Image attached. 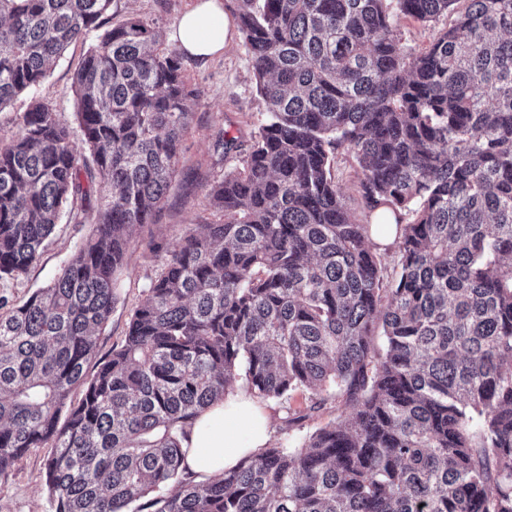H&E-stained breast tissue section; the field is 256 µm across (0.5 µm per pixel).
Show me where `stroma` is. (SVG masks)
I'll use <instances>...</instances> for the list:
<instances>
[{"mask_svg":"<svg viewBox=\"0 0 512 512\" xmlns=\"http://www.w3.org/2000/svg\"><path fill=\"white\" fill-rule=\"evenodd\" d=\"M196 0H114L115 20L137 15L158 19L163 32H171L181 15ZM96 36L71 45L48 71L46 78L34 89L15 97L0 109V146L8 145L18 130L19 118L37 101L56 106L64 123L75 125V94L73 77ZM184 74L191 87L201 96L189 104L192 121L184 135L177 174L151 233L137 236L132 243L118 282L117 300L104 332L98 338L100 354H108L122 343L128 320L160 271L162 256L152 250L151 240L172 241L211 221L213 211L206 197L208 184L223 178L226 172L239 167V152H225V139L237 138L249 145L257 135L265 104L256 88L249 54L241 37H233L224 53L206 62L190 57L182 59ZM91 231L90 224H76L61 216L53 233L45 242L40 261L31 267L27 277L19 281L0 280V299L7 306L23 304L35 291L46 287L60 272L72 254L83 244ZM301 394H294L290 403L263 401L262 406L272 423V442L278 446H301L315 430L340 422L344 408L327 403L318 412L296 426L286 422L287 407H301ZM50 447L33 448L19 458L7 472L0 474V512H51L45 486V464Z\"/></svg>","mask_w":512,"mask_h":512,"instance_id":"35a3bbf8","label":"stroma"}]
</instances>
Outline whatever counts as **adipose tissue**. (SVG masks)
<instances>
[{
  "mask_svg": "<svg viewBox=\"0 0 512 512\" xmlns=\"http://www.w3.org/2000/svg\"><path fill=\"white\" fill-rule=\"evenodd\" d=\"M233 23L223 0H197L169 38L193 57L209 59L224 52ZM268 414L247 393L236 391L213 403L187 428L185 464L196 480L220 476L257 449L270 445Z\"/></svg>",
  "mask_w": 512,
  "mask_h": 512,
  "instance_id": "obj_1",
  "label": "adipose tissue"
}]
</instances>
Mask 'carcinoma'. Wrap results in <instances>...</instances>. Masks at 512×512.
Listing matches in <instances>:
<instances>
[{
	"label": "carcinoma",
	"mask_w": 512,
	"mask_h": 512,
	"mask_svg": "<svg viewBox=\"0 0 512 512\" xmlns=\"http://www.w3.org/2000/svg\"><path fill=\"white\" fill-rule=\"evenodd\" d=\"M112 2L0 0V107L97 33L73 78L80 139L37 101L0 147V280L108 189L57 279L0 313V473L51 445L52 512H512V0H234L265 117L207 189L220 219L166 247L100 357L200 97L158 21L113 25ZM444 15L403 48L402 21ZM238 378L349 413L197 481L186 428ZM448 23L449 19L446 16L426 26L413 21H405L399 27L398 36L407 51L418 52L429 44L438 30L448 26ZM334 166L336 170V181L346 198L348 207L355 216L361 218L363 214V204L358 193L359 169L352 156L343 150L336 154ZM163 256V252L156 253L149 246L147 230L135 238L118 278L117 300L110 320L104 332L98 336L100 355L110 353L112 347L122 343L132 310L144 296L151 279L160 271Z\"/></svg>",
	"instance_id": "1"
}]
</instances>
